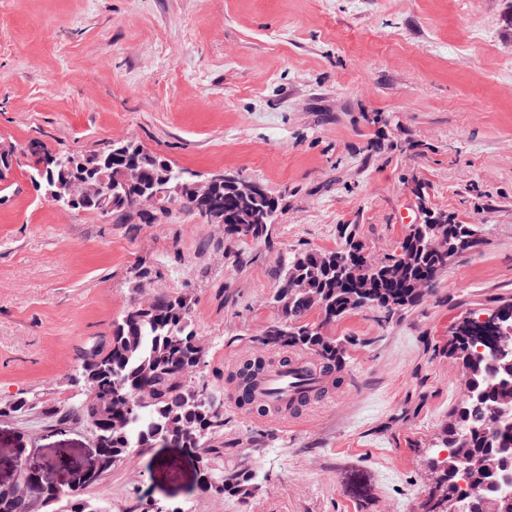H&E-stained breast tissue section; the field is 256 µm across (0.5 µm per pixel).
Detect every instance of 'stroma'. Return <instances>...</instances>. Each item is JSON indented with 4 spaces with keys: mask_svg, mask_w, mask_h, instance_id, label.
Masks as SVG:
<instances>
[{
    "mask_svg": "<svg viewBox=\"0 0 512 512\" xmlns=\"http://www.w3.org/2000/svg\"><path fill=\"white\" fill-rule=\"evenodd\" d=\"M47 149L130 139L175 167L231 171L284 196L273 247L228 266L219 224L184 216L107 224L31 182ZM377 149H368L369 141ZM22 163L0 205V405L60 402L91 339L109 332L141 258L140 300L190 293L219 375L276 315L289 252L331 250L356 224L392 253L430 207L483 229L436 292L391 321L365 310L328 331L351 341L340 386L303 423L224 407L208 461L160 446L92 478L79 426L35 410L0 417V484L19 462L83 486L112 512L158 501L185 512H418L427 459L462 395L445 352L458 318L512 298V0H0V146ZM257 471L244 499L200 491L204 464Z\"/></svg>",
    "mask_w": 512,
    "mask_h": 512,
    "instance_id": "35a3bbf8",
    "label": "stroma"
}]
</instances>
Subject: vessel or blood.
<instances>
[{"label":"vessel or blood","instance_id":"obj_1","mask_svg":"<svg viewBox=\"0 0 512 512\" xmlns=\"http://www.w3.org/2000/svg\"><path fill=\"white\" fill-rule=\"evenodd\" d=\"M323 377L312 373L307 358L292 357L288 366L270 371L253 387V400L277 409L307 398L309 405L323 401Z\"/></svg>","mask_w":512,"mask_h":512}]
</instances>
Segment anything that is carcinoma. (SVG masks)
Listing matches in <instances>:
<instances>
[{
  "label": "carcinoma",
  "instance_id": "1",
  "mask_svg": "<svg viewBox=\"0 0 512 512\" xmlns=\"http://www.w3.org/2000/svg\"><path fill=\"white\" fill-rule=\"evenodd\" d=\"M29 150L41 154L30 179L42 190L62 189L71 200L67 209L94 213L115 224H153L159 218L191 216L210 223L208 204L189 188V172L171 165L161 154L127 140H111L85 152L44 151L38 141ZM19 164L16 151L0 150V181ZM229 172L216 186L213 203L224 211V258L233 267L250 262L240 249L246 241L269 240L271 222L282 210L283 198L262 183L251 211L238 207ZM471 224H410L398 249L410 257L402 277L392 275L398 253L378 264H366V244L359 225L344 224L341 247L334 250L294 252L280 261L279 286L273 296L276 319L252 342L258 351L228 372L242 399L257 414L267 408L254 403L248 391L274 364H285L293 353L312 356L329 379L341 372L348 360L349 341L332 336L327 327L364 310H378L388 317L408 312L433 294L448 268V258L430 250L428 238L435 232L448 236L454 255L478 248ZM152 278L146 261L129 271L133 297L129 299L110 334L89 344L81 353L73 374L81 383L59 404L19 400L0 406V416L25 407L38 409L53 425L81 424L103 439L108 473L131 457L133 448L145 452L159 444H173L206 455L209 440L224 432V403L209 387L200 388L198 376L210 366L209 353L193 323V300L187 293L162 292L147 301L136 298L143 283ZM318 313L320 321L311 320ZM494 330L479 323L448 339V356L462 370L464 394L452 410L438 447L447 449L438 461L435 486L424 512H448V498L460 497L467 512H512V358L498 359L477 346L488 345ZM138 402L135 412L126 404ZM469 457L483 462L465 475L458 461ZM255 485L250 470L232 471L218 480L204 473L202 488L218 494L245 498ZM7 512H31L32 503L45 512H108L103 505L90 506L80 487L59 490L43 487L25 473L16 484L0 487V503Z\"/></svg>",
  "mask_w": 512,
  "mask_h": 512
}]
</instances>
